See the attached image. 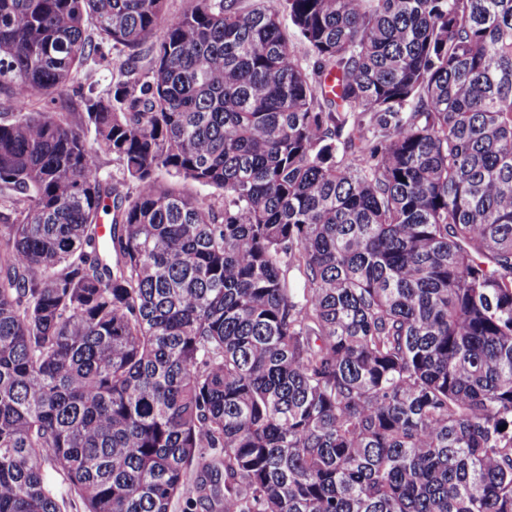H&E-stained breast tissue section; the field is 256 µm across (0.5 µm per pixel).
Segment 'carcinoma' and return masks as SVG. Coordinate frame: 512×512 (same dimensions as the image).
I'll return each instance as SVG.
<instances>
[{"mask_svg":"<svg viewBox=\"0 0 512 512\" xmlns=\"http://www.w3.org/2000/svg\"><path fill=\"white\" fill-rule=\"evenodd\" d=\"M165 10L0 0V512H512V0ZM111 74L112 63L108 65L107 62L98 66L90 78H86L81 73L73 83L68 84L62 91L54 95V102L51 105L52 109L55 112H81L79 107L80 97L74 93V90L82 85L83 92L87 93L89 84H92L96 93H105L111 82Z\"/></svg>","mask_w":512,"mask_h":512,"instance_id":"1","label":"carcinoma"}]
</instances>
